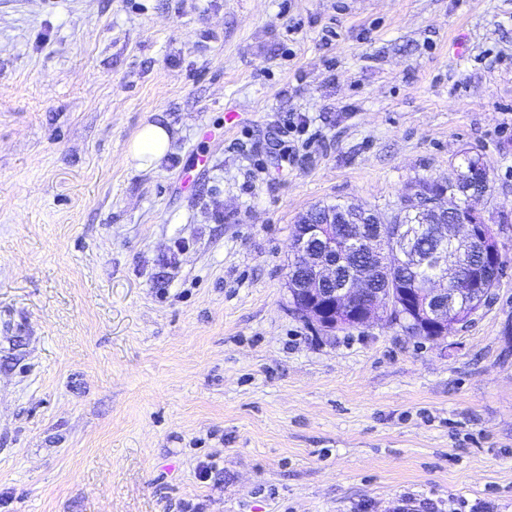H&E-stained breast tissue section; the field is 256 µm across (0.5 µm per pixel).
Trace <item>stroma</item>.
Instances as JSON below:
<instances>
[{
	"mask_svg": "<svg viewBox=\"0 0 512 512\" xmlns=\"http://www.w3.org/2000/svg\"><path fill=\"white\" fill-rule=\"evenodd\" d=\"M465 152L504 260L466 323L291 314L303 214L390 213ZM406 496L512 512V0H0V512ZM169 147V134L160 125L147 124L136 134L130 146L131 157L141 165H151L164 156Z\"/></svg>",
	"mask_w": 512,
	"mask_h": 512,
	"instance_id": "1",
	"label": "stroma"
}]
</instances>
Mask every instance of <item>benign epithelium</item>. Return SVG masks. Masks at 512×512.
Listing matches in <instances>:
<instances>
[{
	"mask_svg": "<svg viewBox=\"0 0 512 512\" xmlns=\"http://www.w3.org/2000/svg\"><path fill=\"white\" fill-rule=\"evenodd\" d=\"M420 190H415L404 199V205L413 208L422 224L435 225L436 248L423 257L432 275L424 289L422 323L418 325L420 336H445L448 332V307L455 296L472 293L482 287L478 270L464 276L458 270L465 266L461 257L467 253V245L476 237L486 238L484 217L475 206H468L469 221L455 224L437 223L441 213H454L458 203L443 195L435 200V206L420 207ZM417 234L411 225L397 227L391 243L382 244L379 238L362 233L348 238L358 250L376 255L387 269H394L404 262L419 258L414 249ZM336 235L323 233L316 224H299L293 235V260L290 270L302 272L297 284L307 299L298 315L311 319L318 325L331 326L323 310V303L359 304L354 318L361 325L377 317L389 306V296L382 291L373 292L363 278H347L336 282Z\"/></svg>",
	"mask_w": 512,
	"mask_h": 512,
	"instance_id": "obj_1",
	"label": "benign epithelium"
}]
</instances>
